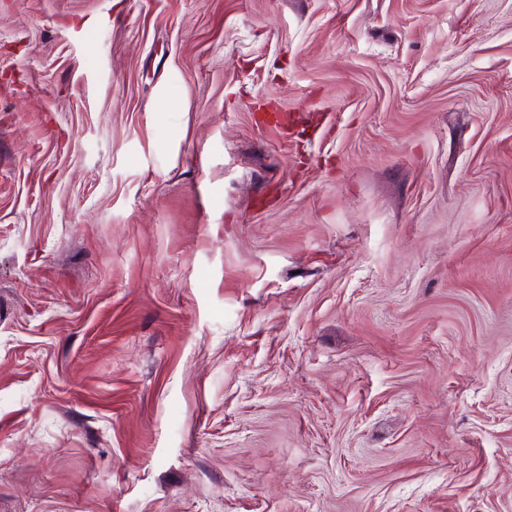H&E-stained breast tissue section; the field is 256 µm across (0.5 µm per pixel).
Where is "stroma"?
Here are the masks:
<instances>
[{
	"label": "stroma",
	"mask_w": 512,
	"mask_h": 512,
	"mask_svg": "<svg viewBox=\"0 0 512 512\" xmlns=\"http://www.w3.org/2000/svg\"><path fill=\"white\" fill-rule=\"evenodd\" d=\"M0 512H512V0H0Z\"/></svg>",
	"instance_id": "1"
}]
</instances>
